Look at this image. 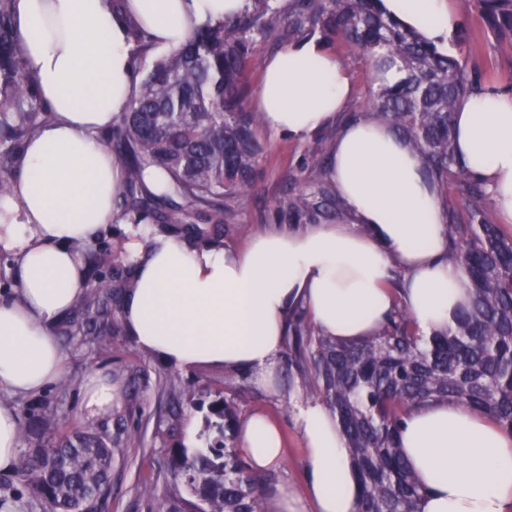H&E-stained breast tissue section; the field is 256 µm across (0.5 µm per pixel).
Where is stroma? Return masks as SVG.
<instances>
[{
  "label": "stroma",
  "mask_w": 512,
  "mask_h": 512,
  "mask_svg": "<svg viewBox=\"0 0 512 512\" xmlns=\"http://www.w3.org/2000/svg\"><path fill=\"white\" fill-rule=\"evenodd\" d=\"M462 25L468 42L451 45V54L466 67H479L487 82L512 84V41L496 40L478 14L464 17ZM331 49L345 62L354 85L352 107L364 109L373 83L369 58L348 52L339 41ZM333 131L319 132L303 142L258 128L262 146L258 174L252 187L235 200L230 217L224 220L220 245L242 247L257 233L272 226H288L286 201L294 180L305 179L309 156L329 151ZM65 356L66 374L62 382L34 397H15L11 404L19 414L22 433H43L40 416L52 406L56 420L51 427L58 433L90 429L103 438L122 440L112 462L111 492L98 501L93 512H148L144 489L150 478H157L158 491L171 485L167 477V450L175 445L194 447L208 416L209 405L218 393L227 392L241 380L240 373L221 367L203 366L181 372L164 366L156 357L141 350L128 334H120L104 344L59 337ZM110 373L121 387V399L110 416L87 422L81 412V390L91 370ZM310 392L289 386L280 379L275 390L247 394L242 414L266 411L283 428L285 460L277 471L266 474L263 490L271 492L280 482L303 483L304 452L295 427L298 404L309 400Z\"/></svg>",
  "instance_id": "35a3bbf8"
}]
</instances>
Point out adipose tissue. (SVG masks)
<instances>
[{"instance_id":"1","label":"adipose tissue","mask_w":512,"mask_h":512,"mask_svg":"<svg viewBox=\"0 0 512 512\" xmlns=\"http://www.w3.org/2000/svg\"><path fill=\"white\" fill-rule=\"evenodd\" d=\"M248 0H18L20 54L50 118L24 143L0 197V250L16 263L17 292L0 298V471L20 461V420L8 399L60 383L65 361L51 331L89 283L81 252L104 225H123L135 270L122 321L165 366H221L263 374L278 363L288 320L303 311L339 343L375 336L394 306L422 335L447 329L472 298L447 258L446 207L411 147L368 113H350L353 86L334 51L315 38L268 57L255 96L264 127L295 140L335 129L328 176L347 213L331 223L272 229L241 248L143 241L136 217L115 203L125 179L104 139L136 90L132 29L162 53L199 27L223 22ZM386 15L446 48L461 18L454 0H382ZM456 154L491 195L498 223L512 224V88L485 84L461 99ZM111 375L83 384L82 414H111ZM304 448L302 490L279 484L266 512H357L358 486L329 408L309 400L296 414ZM402 453L425 488L422 512H512V430L463 405L409 410ZM238 444L258 472L283 461L279 424L261 412L241 423Z\"/></svg>"}]
</instances>
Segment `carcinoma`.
<instances>
[{
	"label": "carcinoma",
	"instance_id": "cac0c4a2",
	"mask_svg": "<svg viewBox=\"0 0 512 512\" xmlns=\"http://www.w3.org/2000/svg\"><path fill=\"white\" fill-rule=\"evenodd\" d=\"M380 0H249L240 14L204 26L178 50L156 60L138 84L130 111L112 131L125 170L119 200L129 212H155L171 232L205 235L197 214L219 235L229 202L255 179L262 118L245 105L242 79L261 69L254 45L320 35L404 72L393 84L371 88L367 110L402 135L418 153L439 191L465 201L448 214V261L473 288L470 304L446 330L421 336L406 310L395 306L378 334L340 344L314 332L304 317L288 322L281 363L291 383L318 393L344 435L359 488L358 512H421L423 490L407 464L398 431L406 411L448 400L484 412L512 430V231L495 220L486 186L455 154L452 117L462 95L482 84L477 68L403 29L378 7ZM464 14L479 9L499 38L512 39V0H459ZM16 0H0V194L26 137L48 119L16 44ZM160 172L165 186L151 190ZM293 224H314L346 213L326 181H310L288 196ZM112 266V253H94L86 275ZM134 287V267L100 277L77 299L65 336L115 335L110 301ZM255 388L244 382L212 413L218 435L205 448L168 449L173 483L189 497L172 500L148 488L151 512H264L260 474L237 444L239 403ZM114 448L89 431L50 435L22 457L19 475L42 502L43 512H91L111 484Z\"/></svg>",
	"mask_w": 512,
	"mask_h": 512
}]
</instances>
